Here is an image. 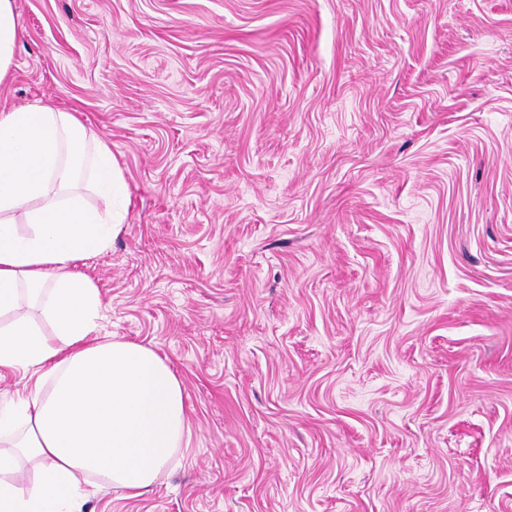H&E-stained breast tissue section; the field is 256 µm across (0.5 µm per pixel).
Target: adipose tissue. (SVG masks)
Masks as SVG:
<instances>
[{
    "label": "adipose tissue",
    "mask_w": 512,
    "mask_h": 512,
    "mask_svg": "<svg viewBox=\"0 0 512 512\" xmlns=\"http://www.w3.org/2000/svg\"><path fill=\"white\" fill-rule=\"evenodd\" d=\"M88 164L101 195L121 193L109 143L76 113L0 110V373L32 381L0 403V437L13 439L0 450V512H79L91 475L141 495L189 444L184 390L167 361L96 335L99 290L77 265L119 227L71 191ZM21 222L28 233L18 232ZM24 292L39 298L51 332L20 312ZM23 458L39 464L30 488L14 479Z\"/></svg>",
    "instance_id": "1"
}]
</instances>
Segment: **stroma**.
Listing matches in <instances>:
<instances>
[{
  "label": "stroma",
  "mask_w": 512,
  "mask_h": 512,
  "mask_svg": "<svg viewBox=\"0 0 512 512\" xmlns=\"http://www.w3.org/2000/svg\"><path fill=\"white\" fill-rule=\"evenodd\" d=\"M0 109L79 113L100 335L191 438L81 512H512V0H14Z\"/></svg>",
  "instance_id": "35a3bbf8"
}]
</instances>
